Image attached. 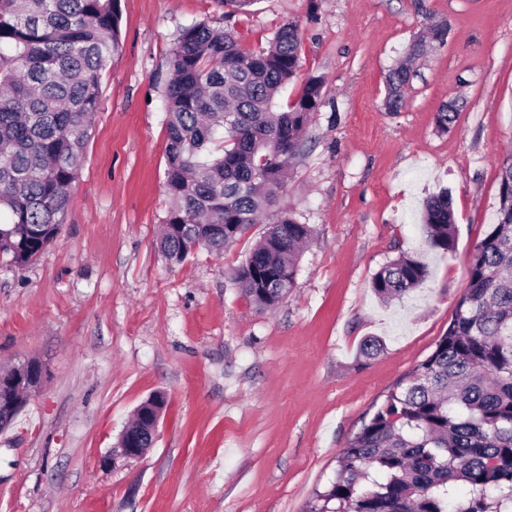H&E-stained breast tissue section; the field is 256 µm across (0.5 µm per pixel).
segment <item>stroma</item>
Wrapping results in <instances>:
<instances>
[{
  "label": "stroma",
  "instance_id": "obj_1",
  "mask_svg": "<svg viewBox=\"0 0 512 512\" xmlns=\"http://www.w3.org/2000/svg\"><path fill=\"white\" fill-rule=\"evenodd\" d=\"M121 43L70 189L39 259L0 255V366L40 360L46 377L0 432V512H306L337 458L395 384L434 350L497 220L512 153V0H255L226 18L218 0H121ZM296 22L302 67L323 105L290 165L281 210L311 225L296 284L261 311L231 276L266 230L222 256L169 262L165 105L179 32L233 26L266 45ZM449 29L421 57L400 111L385 77L430 23ZM463 105L447 129L442 104ZM448 190L455 247L421 250L425 200ZM421 252L429 278L381 302L374 274ZM378 340L377 356L360 345ZM169 406L139 460L119 436L154 392Z\"/></svg>",
  "mask_w": 512,
  "mask_h": 512
}]
</instances>
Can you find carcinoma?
<instances>
[{
    "instance_id": "cac0c4a2",
    "label": "carcinoma",
    "mask_w": 512,
    "mask_h": 512,
    "mask_svg": "<svg viewBox=\"0 0 512 512\" xmlns=\"http://www.w3.org/2000/svg\"><path fill=\"white\" fill-rule=\"evenodd\" d=\"M121 0H0V253L35 261L59 232L100 106L101 78L121 46ZM411 43L386 76L398 112L411 61L439 30ZM298 25L277 28L258 50L234 29L201 22L180 31L165 87V188L160 250L180 264L193 247L222 255L273 217L232 280L261 309L295 286L313 229L277 209L288 166L303 151L323 99L310 77L283 111L274 100L301 68ZM426 248L455 243L451 198L427 199ZM429 269L404 254L372 280L384 301L423 285ZM468 494H458L459 484ZM308 512H512V157L499 172L497 223L473 250L469 284L432 353L404 376L338 458L335 479Z\"/></svg>"
}]
</instances>
